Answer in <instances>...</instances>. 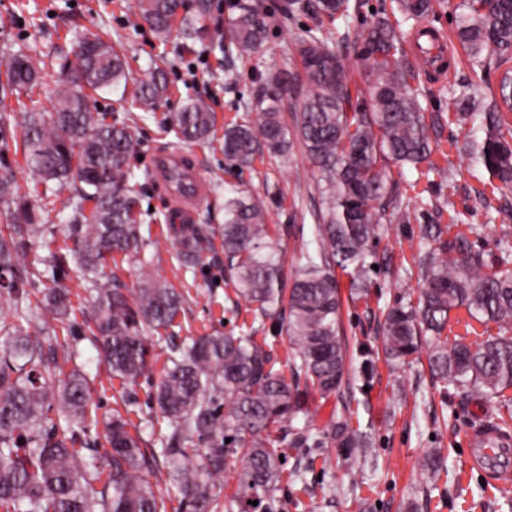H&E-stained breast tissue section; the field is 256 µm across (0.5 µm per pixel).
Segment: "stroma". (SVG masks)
Segmentation results:
<instances>
[{"mask_svg":"<svg viewBox=\"0 0 512 512\" xmlns=\"http://www.w3.org/2000/svg\"><path fill=\"white\" fill-rule=\"evenodd\" d=\"M132 0H0V83L5 82V62L9 55L22 51L42 61V82L51 88L60 81L58 62L71 54L77 41L89 29L117 40L127 60L130 77L126 85L92 94L90 107L127 118L121 100H132L136 85L145 78L160 55L173 65L167 73L172 92L154 115L140 122L139 159L132 167L143 185L142 207L152 221L146 242L136 260L107 262L99 270L101 278H119L128 287H136L141 272H149L188 293L180 317L181 337L203 333H240L252 315L238 301L230 282L224 277V250L214 242L205 251L196 270H179L173 257V238L169 226L176 217L168 195L149 174L156 150L168 147L162 126L171 122L186 100L205 101L216 115V132L206 143H190L186 149L197 159L208 184V197L199 209L200 219L210 224L224 221V187L236 185L263 198L268 209L270 229L286 257V274L294 276L302 261V252L314 249L315 214L319 209L315 171L300 145L288 155L263 156L253 168L237 169L224 159L221 148L225 122L235 118L238 106L251 99L259 86L256 75L243 66L235 48L226 38L229 20L237 12V0H213V26L217 31L207 40L206 53L187 46L183 39L160 45L150 29H139L131 22L128 9ZM284 0H261L269 28L257 57L263 68L296 74L300 62L294 42L313 28L306 15L284 16ZM461 0H441L426 21L446 39L454 63L444 79L427 72L424 57L411 60L421 74V87L427 94L432 112L448 109L444 84H474L479 97L490 100L498 93V75L472 69L462 58L454 38ZM47 101L39 91H24L0 99V167H9L19 185L31 177L21 154L13 145L22 135V115L42 110ZM470 137L468 126L443 120L438 128L432 159L447 172L446 177L424 180L409 166H389L399 198L412 213L409 222L383 224L374 248L377 268L370 273L369 292L358 299L350 293L351 277L339 274L342 295L341 334L350 360L348 382L328 399L310 395L308 423L326 428L332 415L344 414L371 425L368 448L345 462L331 451L305 452L287 448L285 470L302 468L305 482L282 480L278 496L283 512H512V476L489 483L484 467L472 460L469 436L485 420L495 417L496 406L477 395L456 388H443L430 372L428 356L435 344L425 338L419 351L396 364H387L382 353V323L386 308L407 302L422 285L417 257L424 251L420 227L427 218L419 208L421 200L440 201L454 197L458 212L469 222L480 225L470 235L473 251L490 255L500 237V225L490 223L484 201L502 203L500 191L492 189L484 172L475 169L462 146ZM50 203L41 213V221L53 231L49 243H36L26 261L36 269L35 291L50 287L53 269L51 251L63 246V227L70 214L71 192L56 183H48ZM69 335L76 348L71 367L87 377L98 418L111 416L120 392L132 400L131 419L148 447L159 445L163 425L153 424L155 405L151 399L165 361L163 349L151 352L150 369L136 386L123 388L110 378L100 362L96 344L81 318H72ZM439 454L444 469L433 480L423 479L421 468L429 455Z\"/></svg>","mask_w":512,"mask_h":512,"instance_id":"stroma-1","label":"stroma"}]
</instances>
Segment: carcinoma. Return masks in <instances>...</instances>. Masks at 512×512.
<instances>
[{
  "label": "carcinoma",
  "mask_w": 512,
  "mask_h": 512,
  "mask_svg": "<svg viewBox=\"0 0 512 512\" xmlns=\"http://www.w3.org/2000/svg\"><path fill=\"white\" fill-rule=\"evenodd\" d=\"M456 38L469 62L499 72V96L479 99L470 85L448 91V111L456 121L484 133L469 142V153L501 191L512 190V0H462ZM132 8L156 38L172 34L205 44L210 35L213 0H133ZM358 9L352 0H285L288 16L306 13L315 32L297 41L302 73L288 80L277 70L259 72L256 96L242 106L238 120L224 127V157L240 169L265 154L288 153V93L301 98L295 108V137L317 173L321 198L315 225L316 254L286 283L285 261L267 224L263 200L233 188L224 189V223L170 225L179 268L190 271L215 236L222 239L224 273L238 299L252 313L242 334H203L177 343L176 320L184 294L147 273L129 289L114 278L96 277L107 259L136 257L145 243L146 214L140 208L141 182L131 160L140 150L134 125L89 108V93L128 81L121 48L87 31L77 42L76 65L59 63L61 82L47 92L48 112L24 113L21 150L34 184L55 181L74 187L69 224L71 245L51 253L55 286L32 303L36 273L26 257L45 236L38 211L44 198L22 191L10 169L0 173V194L14 203L12 224L0 230V307L12 321H0V512H167V498L145 478L150 448L130 431L120 411L91 434L98 418L92 412L90 385L80 371L64 372L74 349L50 325L73 313L71 291L63 284L70 261L87 278V327L114 379L134 385L145 373L150 350L141 329L151 328L166 350V361L152 399L169 432L160 455L165 482L175 488L181 512H282L275 496L284 474L282 451L275 448V427L308 413L309 390L328 397L348 374L346 346L339 336L340 297L335 267L350 270L355 294H367L373 244L381 223L410 219L386 164L428 162V172L444 176L430 161L432 133L440 112L427 114L418 70L409 58L407 34L426 54L422 41H436L423 26L432 0H396L399 18L382 13L355 33L353 51L367 72L363 90L351 93L349 67L331 47L336 21ZM229 23L231 43L248 61L267 36L261 5L241 0ZM2 90L31 89L38 70L25 53L12 56ZM167 72L157 67L141 80L133 103L145 113L168 96ZM176 142H207L215 133V116L197 100H188L174 122L164 127ZM450 224H425L428 250L421 261L424 281L417 302L393 306L383 324L384 353L396 360L415 354L422 338L437 340L429 366L443 387L465 388L487 403L512 408V337L489 336L473 345L448 344L441 334L449 315L465 308L471 317L512 326V204L494 209L501 225L495 270L484 272L483 255L467 237L448 238L458 213L453 201ZM282 323L295 350L284 374L274 356V342L257 340L255 324ZM291 445L308 452L338 448L344 460L369 447L368 433L345 417L332 418L325 431L290 426ZM237 454V490L221 503L227 457ZM258 504L251 505L252 501Z\"/></svg>",
  "instance_id": "obj_1"
}]
</instances>
